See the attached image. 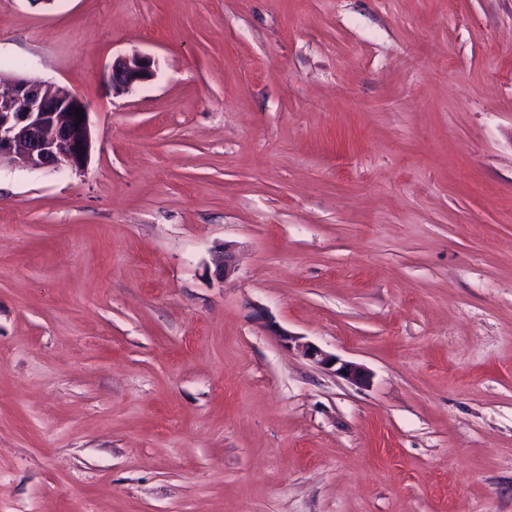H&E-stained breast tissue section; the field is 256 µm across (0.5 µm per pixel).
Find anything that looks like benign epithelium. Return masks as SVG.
I'll list each match as a JSON object with an SVG mask.
<instances>
[{"label":"benign epithelium","instance_id":"1","mask_svg":"<svg viewBox=\"0 0 512 512\" xmlns=\"http://www.w3.org/2000/svg\"><path fill=\"white\" fill-rule=\"evenodd\" d=\"M155 60L146 55L118 57L107 77L114 92H129L155 75ZM82 110L77 121L75 110ZM88 103L68 88L16 77L0 81V166L20 164L30 170L85 168L91 151ZM215 275L222 279L233 270L232 257L221 252L213 258ZM275 335L296 347L319 366L349 383L365 386L369 374L359 364L327 354L311 343H300L278 327Z\"/></svg>","mask_w":512,"mask_h":512}]
</instances>
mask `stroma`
<instances>
[{
  "instance_id": "obj_1",
  "label": "stroma",
  "mask_w": 512,
  "mask_h": 512,
  "mask_svg": "<svg viewBox=\"0 0 512 512\" xmlns=\"http://www.w3.org/2000/svg\"><path fill=\"white\" fill-rule=\"evenodd\" d=\"M17 74L92 147L0 168V512H512V0H0ZM155 68V60L150 56L118 57L112 61L107 81L113 92H129L150 81L155 75ZM273 331L288 348L296 347L304 356L313 360L319 366L332 370L336 375L349 383L357 386H365L369 383V374L361 365L341 360L335 355L327 354L314 344L307 342L299 343L297 341L298 338L281 327L274 328Z\"/></svg>"
}]
</instances>
